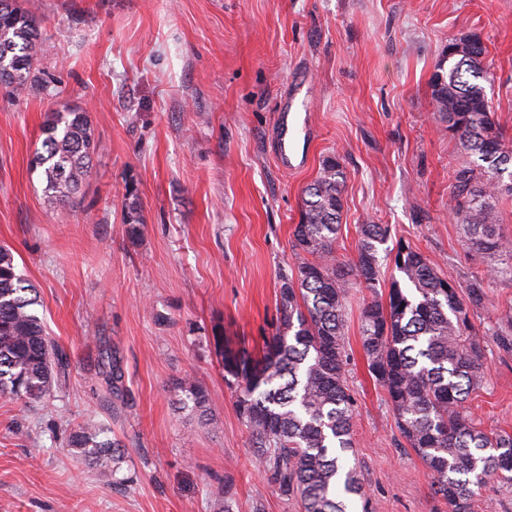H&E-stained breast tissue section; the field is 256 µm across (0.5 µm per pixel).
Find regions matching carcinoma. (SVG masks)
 <instances>
[{
  "mask_svg": "<svg viewBox=\"0 0 512 512\" xmlns=\"http://www.w3.org/2000/svg\"><path fill=\"white\" fill-rule=\"evenodd\" d=\"M41 21L20 0H0V87L14 99L37 82ZM483 42L462 56L443 53L432 77L434 110L448 133L473 156L449 192L454 223L467 232L466 245L488 254L492 279L512 280V239L497 231L491 199L512 195V139L490 110ZM102 148L86 113L63 107L48 115L33 167L42 171L46 196L74 202ZM347 174L340 158L328 157L303 190L293 231L296 255L311 256L296 276L283 275L275 332L263 338L254 358L214 336L224 379L235 386V410L283 496L297 495L304 512H349L365 496L349 463L351 398L344 377L347 300L364 288L371 298L360 315L361 340L370 374L381 384L401 436L426 464L435 494L449 512H471L485 484L512 482V433L485 431L465 405L487 371L486 349L474 316L484 301V280L463 285L438 270L419 251L400 247L393 258L400 277L379 293L378 246L388 227L359 225L358 254L337 260L336 242ZM123 224L132 240L146 226L138 197L125 193ZM36 289L18 272L11 250L0 246V393L32 406L50 393L58 350L36 306ZM179 404L201 416L210 410L206 388L185 379ZM68 447L109 482L124 445L94 422L70 433Z\"/></svg>",
  "mask_w": 512,
  "mask_h": 512,
  "instance_id": "carcinoma-1",
  "label": "carcinoma"
}]
</instances>
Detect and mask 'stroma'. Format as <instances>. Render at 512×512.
Listing matches in <instances>:
<instances>
[{
	"instance_id": "obj_1",
	"label": "stroma",
	"mask_w": 512,
	"mask_h": 512,
	"mask_svg": "<svg viewBox=\"0 0 512 512\" xmlns=\"http://www.w3.org/2000/svg\"><path fill=\"white\" fill-rule=\"evenodd\" d=\"M42 20L39 88L0 90V245L37 288V312L66 354L51 395L0 396V512H302L279 494L238 416L215 333L258 351L273 332L302 190L324 159L347 172L336 255L355 259L359 225L389 229L390 249L420 251L460 282L483 274L448 217L471 157L439 123L431 80L450 40L479 34L492 109L512 138V0H26ZM309 91L307 165L283 170L276 116ZM87 113L104 144L75 205L48 201L30 159L59 103ZM146 227L121 222L126 188ZM487 382L468 404L484 428L512 433V345L488 335L512 309V281L485 283ZM352 289L344 370L355 512H448L369 374ZM124 374L113 392L112 366ZM210 394V418L177 407L184 379ZM104 424L126 450L104 482L66 445ZM224 498H217V491Z\"/></svg>"
}]
</instances>
